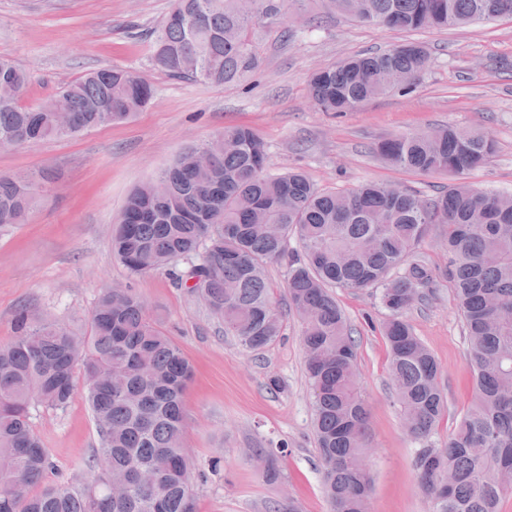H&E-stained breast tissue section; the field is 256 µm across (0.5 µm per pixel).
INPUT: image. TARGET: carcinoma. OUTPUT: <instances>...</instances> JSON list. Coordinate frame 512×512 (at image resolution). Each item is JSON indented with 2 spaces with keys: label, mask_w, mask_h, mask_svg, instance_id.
Returning a JSON list of instances; mask_svg holds the SVG:
<instances>
[{
  "label": "carcinoma",
  "mask_w": 512,
  "mask_h": 512,
  "mask_svg": "<svg viewBox=\"0 0 512 512\" xmlns=\"http://www.w3.org/2000/svg\"><path fill=\"white\" fill-rule=\"evenodd\" d=\"M306 0H171L154 31V63L192 81L239 82L260 63L259 28L303 11ZM357 22L406 32L441 31L473 22L512 20V0H323ZM430 64L419 41L345 57L314 71L309 91L321 112H353L387 93L408 94ZM29 77L0 58V142L25 144L126 122L154 98L143 75L100 68L35 107L22 104ZM72 114L58 125L54 109ZM389 163L457 181L434 199L365 184L326 192L300 171L271 175L266 148L249 128L226 127L188 147L153 181L128 197L112 226V254L132 275L167 271L176 283L208 285L209 310L224 335L258 352L280 336L284 311L303 325L316 447L333 512H368L371 479L360 465L369 410L352 380L357 347L332 289L381 290L390 312L382 323L395 401L416 440L428 438L447 410L439 366L404 313L432 291L434 275L409 260L431 224L445 227L448 269L469 341L475 396L448 441L415 460L433 512H498L512 494V195L483 191L464 176L487 164L493 140L477 129L445 126L380 140ZM46 189L35 174H0V232L29 221ZM296 242L297 248L291 247ZM200 254L182 273L180 257ZM288 269L280 304L266 267ZM17 336L0 345V512H197L193 465L184 446V392L192 368L127 288L106 289L90 316V333L17 314ZM82 372L100 440L79 487L47 485L51 467L30 409H63ZM269 482L275 455L257 449ZM124 494L112 499V481Z\"/></svg>",
  "instance_id": "cac0c4a2"
}]
</instances>
